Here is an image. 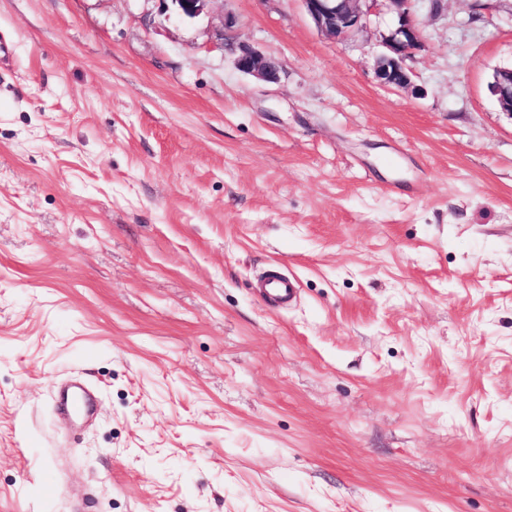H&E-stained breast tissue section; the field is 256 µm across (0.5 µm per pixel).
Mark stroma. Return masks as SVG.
<instances>
[{
	"mask_svg": "<svg viewBox=\"0 0 512 512\" xmlns=\"http://www.w3.org/2000/svg\"><path fill=\"white\" fill-rule=\"evenodd\" d=\"M414 10L0 0V512H512V0ZM379 0H300L305 13L324 35L341 39L364 27ZM367 2L371 4L367 5ZM365 6V9H363ZM396 14V21L388 34L383 36V53L379 56L375 70L383 85L406 90L412 86L411 70L405 61L421 48L422 37L415 12L411 9L414 0H382ZM234 57L236 68L264 82H273L278 78L279 64L277 60L268 57L245 43L232 41L229 51ZM489 91L498 103L502 113L512 119V67L498 69ZM255 288H257L260 298L282 308L288 306L298 290L297 282L292 276L273 270L264 272L257 279ZM58 408L70 416L86 417L93 413L94 402L81 387H71L59 392Z\"/></svg>",
	"mask_w": 512,
	"mask_h": 512,
	"instance_id": "obj_1",
	"label": "stroma"
}]
</instances>
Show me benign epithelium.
<instances>
[{
  "label": "benign epithelium",
  "mask_w": 512,
  "mask_h": 512,
  "mask_svg": "<svg viewBox=\"0 0 512 512\" xmlns=\"http://www.w3.org/2000/svg\"><path fill=\"white\" fill-rule=\"evenodd\" d=\"M176 11L187 17L200 15L211 0H171ZM305 13L314 26L324 35L341 39L361 29L374 3L378 0H300ZM389 8L396 14V21L388 34L383 36V53L379 56L375 70L383 85L406 90L412 86L411 70L405 61L422 46L421 31L412 0H387ZM230 53L236 68L264 82L278 78L279 64L245 43H232ZM501 111L512 119V67L501 68L489 85Z\"/></svg>",
  "instance_id": "1"
}]
</instances>
